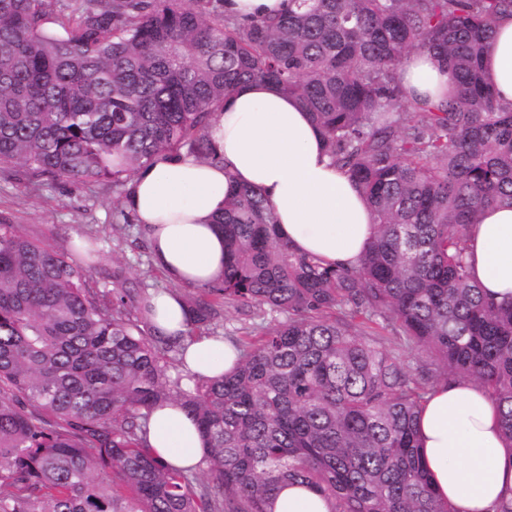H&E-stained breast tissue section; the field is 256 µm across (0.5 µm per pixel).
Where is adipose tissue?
I'll use <instances>...</instances> for the list:
<instances>
[{"instance_id": "1", "label": "adipose tissue", "mask_w": 512, "mask_h": 512, "mask_svg": "<svg viewBox=\"0 0 512 512\" xmlns=\"http://www.w3.org/2000/svg\"><path fill=\"white\" fill-rule=\"evenodd\" d=\"M483 74L502 102H512V15L499 19L485 46ZM402 85L409 94L437 99L447 94L451 78L430 54L415 52L402 66ZM207 134L218 162L157 157L138 170L127 201L172 282L195 287L222 277L224 237L215 222L234 184L264 191L294 250L327 264H358L374 233L371 210L298 100L269 82H250L218 108ZM468 260L482 288L500 298L512 295V209L488 210L472 226ZM149 302L158 334L184 336L189 316L178 294L154 291ZM183 358L191 373L214 378L235 352L222 338L198 336L185 339ZM420 429L437 494L454 512H494L512 501V450L478 385H437L423 404ZM145 444L178 470L197 468L208 453L193 420L174 403L152 412ZM331 510L327 499L298 485L283 487L274 502V512Z\"/></svg>"}]
</instances>
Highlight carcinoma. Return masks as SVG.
Wrapping results in <instances>:
<instances>
[{
  "mask_svg": "<svg viewBox=\"0 0 512 512\" xmlns=\"http://www.w3.org/2000/svg\"><path fill=\"white\" fill-rule=\"evenodd\" d=\"M241 24L224 0H0V174L33 185L112 183L119 202L159 155L216 161L213 111L252 80L296 97L371 208L358 266L295 252L251 187L226 202L224 275L184 300L188 336L226 310L283 320L245 329L217 378L183 372L143 283L92 268L0 219V512H272L307 485L332 512H453L421 455L430 371L380 346L382 320L447 381L479 385L512 448V299L472 282L470 228L512 208V104L482 79L512 0H292ZM427 51L453 85L407 96ZM177 402L207 477L143 445Z\"/></svg>",
  "mask_w": 512,
  "mask_h": 512,
  "instance_id": "obj_1",
  "label": "carcinoma"
}]
</instances>
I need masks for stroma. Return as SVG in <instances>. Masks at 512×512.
<instances>
[{
    "mask_svg": "<svg viewBox=\"0 0 512 512\" xmlns=\"http://www.w3.org/2000/svg\"><path fill=\"white\" fill-rule=\"evenodd\" d=\"M114 200L108 182L58 181L33 186L18 177L0 176V218H8L28 238L71 255L76 252L75 240L94 244L99 254L92 260L93 275L103 284H112V275L119 269L128 281H144L149 290L169 288L145 238L115 245L111 226L120 216Z\"/></svg>",
    "mask_w": 512,
    "mask_h": 512,
    "instance_id": "35a3bbf8",
    "label": "stroma"
}]
</instances>
